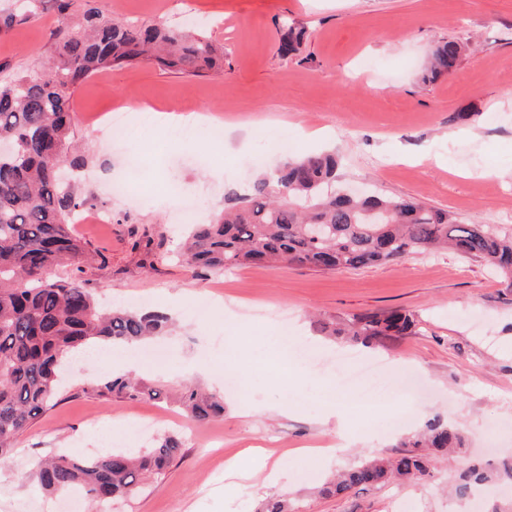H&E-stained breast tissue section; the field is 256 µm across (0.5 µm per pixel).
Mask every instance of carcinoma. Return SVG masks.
Here are the masks:
<instances>
[{
	"label": "carcinoma",
	"instance_id": "obj_1",
	"mask_svg": "<svg viewBox=\"0 0 512 512\" xmlns=\"http://www.w3.org/2000/svg\"><path fill=\"white\" fill-rule=\"evenodd\" d=\"M82 32L55 33L47 65L0 78V140L15 153L0 157V454L41 412L58 402L57 370L81 350L138 345L163 335L168 317L115 307L99 308L88 289L52 276L62 265L83 263L86 250L70 232L84 200L61 183L65 164L84 165L72 128V95L86 79L139 62L182 73L224 72V47L202 32L174 30L160 22H116L87 5ZM307 30L285 23L278 52L298 54ZM469 43L450 38L430 51L422 80L455 73ZM339 162L333 153L289 156L253 185L241 204L224 209L208 224H194L184 246L188 264L220 272L249 264L287 262L317 271L357 269L395 262L410 254L449 248L462 258L495 270L512 288V225L459 224L447 211L410 197L371 191L349 196L336 188ZM406 310L367 312L343 322H321L326 336H346L366 347L417 332ZM101 396L153 399L161 390L126 376L96 387ZM177 402L196 423L224 415V399L189 381ZM465 433L440 414L421 433L402 442L393 456H374L325 483L319 494L341 497L354 490H379L395 483L422 484L433 478L432 458L463 452ZM184 443L166 435L146 452L116 450L94 457H53L35 472L46 493L76 489L103 508L132 495L143 479L162 475L183 455ZM495 480L512 482V455L492 467L473 466L453 480L456 498L466 499ZM285 497L265 501L260 512H297Z\"/></svg>",
	"mask_w": 512,
	"mask_h": 512
}]
</instances>
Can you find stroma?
<instances>
[{
    "label": "stroma",
    "mask_w": 512,
    "mask_h": 512,
    "mask_svg": "<svg viewBox=\"0 0 512 512\" xmlns=\"http://www.w3.org/2000/svg\"><path fill=\"white\" fill-rule=\"evenodd\" d=\"M118 21L182 25L184 12L224 47L222 75H188L153 63L96 74L76 89L74 131L85 159L75 190L101 209L104 224L73 225L90 254L78 276L105 307L170 312L175 324L156 341L161 362L137 363L155 399L98 396L112 372V353L65 364L59 402L21 433L0 469V512H68L70 494H47L34 480L47 456H89L116 446L148 448L167 434L184 452L159 478H147L114 512H256L273 495L296 500L301 512H472L448 495L450 475L512 453V288L480 262L449 252L412 254L400 262L322 273L288 264L200 272L180 255L184 225L174 220L179 184L201 197L211 219L248 193L283 158L333 150L340 184L371 187L447 210L462 224H503L512 217V0H108ZM308 30L300 55L277 52L278 27ZM53 0H40L28 20L0 30V67L15 73L41 67L60 28ZM473 43L457 72L428 84L419 79L439 40ZM372 59L364 70L363 59ZM192 106L224 127V169L206 157L210 142L174 138L169 127L111 144L96 128L113 108L138 121ZM328 138H306L309 130ZM137 167L136 196H113L118 172ZM403 309L418 320L415 335L366 348L330 340L312 316L347 320ZM288 326L307 356L286 354L273 337ZM239 343L248 375L228 385L224 350ZM380 361L384 373L421 375L423 397L393 388L366 397L342 371L359 360ZM287 389L273 387L274 378ZM224 398L222 419L198 424L170 402L186 379ZM336 392L342 421L329 418ZM413 411L411 427L432 412L447 414L467 434L468 450L453 466L436 464L429 483L347 497L314 490L336 471L374 454L397 452L388 422ZM247 448L266 451L276 480L260 474L226 495L227 465Z\"/></svg>",
    "instance_id": "35a3bbf8"
}]
</instances>
